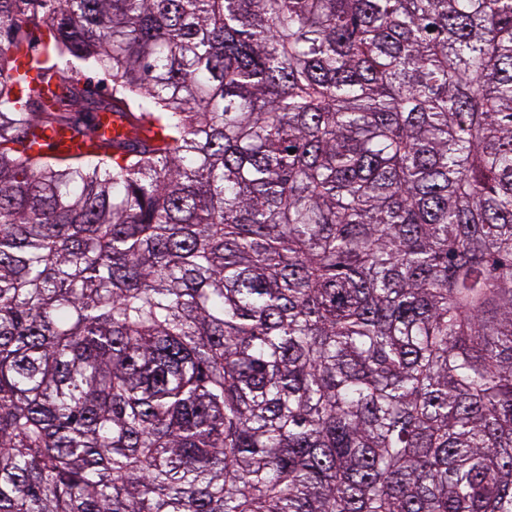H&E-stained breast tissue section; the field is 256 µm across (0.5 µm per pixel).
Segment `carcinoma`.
Segmentation results:
<instances>
[{
  "mask_svg": "<svg viewBox=\"0 0 512 512\" xmlns=\"http://www.w3.org/2000/svg\"><path fill=\"white\" fill-rule=\"evenodd\" d=\"M0 512H512V0H0Z\"/></svg>",
  "mask_w": 512,
  "mask_h": 512,
  "instance_id": "obj_1",
  "label": "carcinoma"
}]
</instances>
